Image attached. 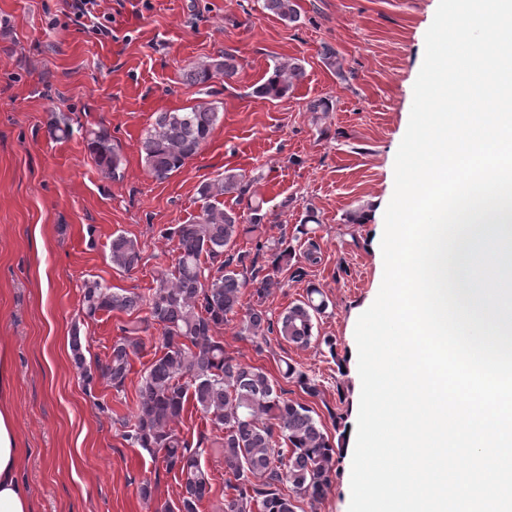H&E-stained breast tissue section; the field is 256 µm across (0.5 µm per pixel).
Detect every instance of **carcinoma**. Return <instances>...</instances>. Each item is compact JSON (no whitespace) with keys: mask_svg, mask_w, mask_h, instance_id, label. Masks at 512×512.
I'll return each instance as SVG.
<instances>
[{"mask_svg":"<svg viewBox=\"0 0 512 512\" xmlns=\"http://www.w3.org/2000/svg\"><path fill=\"white\" fill-rule=\"evenodd\" d=\"M263 9L286 23L300 19L295 0H264ZM236 57L224 53L187 75L191 85L207 84L217 76L233 77ZM305 78V69L293 59L274 65L255 93L270 99L285 96ZM218 120V112L198 104L173 112H160L141 141V155L149 172L164 179L181 169L198 153ZM88 149L97 166L117 175L121 158L105 129L93 133ZM245 175L227 169L198 188L203 201L201 214L190 224H178L165 236L178 241L173 269L156 278L146 296L125 290L113 291L97 280L83 285V311L93 318L100 311L131 313L147 307L145 317L121 328L104 363L91 369L85 364L81 337L74 335L71 352L75 367L88 387L98 378L121 392L130 372L132 357L144 348L141 333L149 322L161 329L162 355L147 369L139 389L133 422H123V438L161 461L166 471L180 476L179 505L166 504L161 512H198V505L211 490L210 478L199 455L206 437L181 436L175 425L188 402L200 410L224 448L226 479L224 512H296V497L318 500L325 495L336 465L338 448L305 403L279 396L268 374L245 365L224 349L217 333L237 313L241 291L254 288L257 304L248 308L239 335L277 333L291 344L306 346L314 339V320L328 304L321 291L307 289L306 299L270 318L262 301L274 284L275 274L294 258L284 238L256 237L254 252L224 255L240 233L241 216L224 209L219 197L241 199L251 193ZM268 255L271 265L259 263ZM112 264L124 271L142 261L138 243L123 235L112 239ZM284 375L294 380L310 397L320 394L317 380L296 366L285 363ZM280 435H275L274 428ZM288 442V462H283L277 439Z\"/></svg>","mask_w":512,"mask_h":512,"instance_id":"carcinoma-1","label":"carcinoma"}]
</instances>
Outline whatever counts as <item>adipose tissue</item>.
<instances>
[{"label":"adipose tissue","instance_id":"1","mask_svg":"<svg viewBox=\"0 0 512 512\" xmlns=\"http://www.w3.org/2000/svg\"><path fill=\"white\" fill-rule=\"evenodd\" d=\"M24 457L13 413L0 404V512H34L30 492L19 478Z\"/></svg>","mask_w":512,"mask_h":512}]
</instances>
